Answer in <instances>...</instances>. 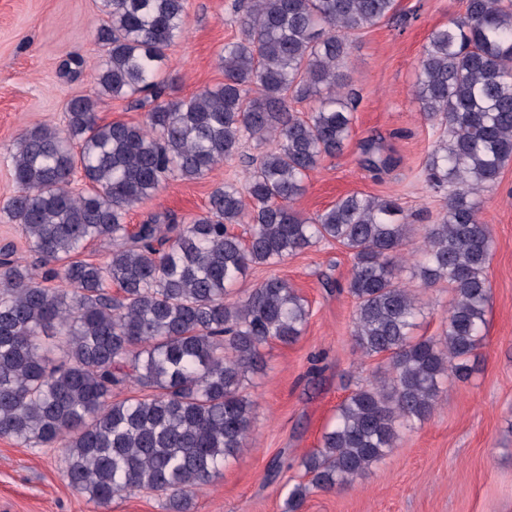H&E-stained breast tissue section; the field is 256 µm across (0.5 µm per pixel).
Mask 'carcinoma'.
Segmentation results:
<instances>
[{"mask_svg": "<svg viewBox=\"0 0 512 512\" xmlns=\"http://www.w3.org/2000/svg\"><path fill=\"white\" fill-rule=\"evenodd\" d=\"M100 12L94 92L68 101L64 128L26 132L11 153L17 190L0 220L20 227L48 270L40 277L0 252V437L59 448L68 484L98 505L147 492L166 512H193L247 446L246 383L261 348L297 342L310 316L278 276L243 299L234 287L253 265L334 241L352 255L354 347L386 362L301 459L310 479L283 505L301 512L312 491L380 462L401 426L431 417L444 382L472 373L491 296L481 194L512 161V4L465 0L423 48L414 97L442 130L424 172L448 197L410 266L412 228L396 200L353 193L311 217L292 207L351 136V36L391 19L396 0H246L239 36L219 53L224 82L183 99L162 98L157 76L184 33L187 0H101ZM140 94L154 98L145 121H99L104 99ZM307 100L311 111H292ZM249 139L270 148L244 184L216 187L187 224L129 229V212L166 181L203 178ZM77 169L83 190L72 188ZM235 224L248 225V240ZM98 240L111 245L106 262L79 258ZM407 267L453 294L438 336L412 335L422 309L401 280ZM128 386L141 395L112 398Z\"/></svg>", "mask_w": 512, "mask_h": 512, "instance_id": "carcinoma-1", "label": "carcinoma"}]
</instances>
